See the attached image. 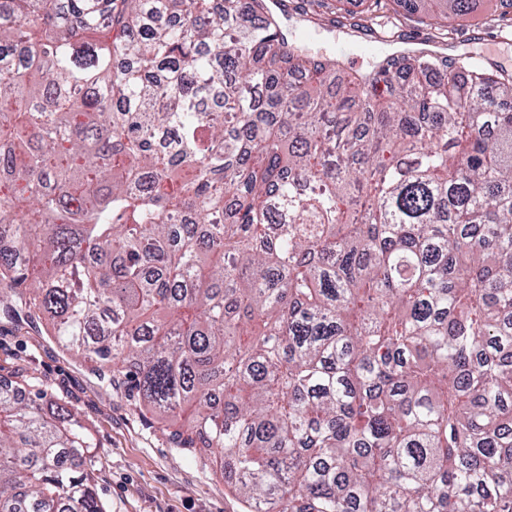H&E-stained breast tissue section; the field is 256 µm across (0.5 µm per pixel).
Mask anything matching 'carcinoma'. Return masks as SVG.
Returning <instances> with one entry per match:
<instances>
[{"mask_svg": "<svg viewBox=\"0 0 512 512\" xmlns=\"http://www.w3.org/2000/svg\"><path fill=\"white\" fill-rule=\"evenodd\" d=\"M507 102L467 55L305 53L270 0H0V308L248 512H512ZM95 448L0 384V512H104Z\"/></svg>", "mask_w": 512, "mask_h": 512, "instance_id": "1", "label": "carcinoma"}]
</instances>
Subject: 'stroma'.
<instances>
[{"label":"stroma","mask_w":512,"mask_h":512,"mask_svg":"<svg viewBox=\"0 0 512 512\" xmlns=\"http://www.w3.org/2000/svg\"><path fill=\"white\" fill-rule=\"evenodd\" d=\"M505 2L474 0L471 15L449 20L451 34L444 38L403 18L389 2L372 27L365 0H348L342 25L325 6L302 12L298 0H272L271 7L298 48L338 56L349 70L366 69L396 49L428 48L449 56L466 52L512 71V34L485 21ZM0 381L36 382L47 399L66 401L80 413L98 443L94 483L105 512H244L220 473L174 447L162 416L136 407L122 388L102 384L21 310L0 312Z\"/></svg>","instance_id":"1"}]
</instances>
